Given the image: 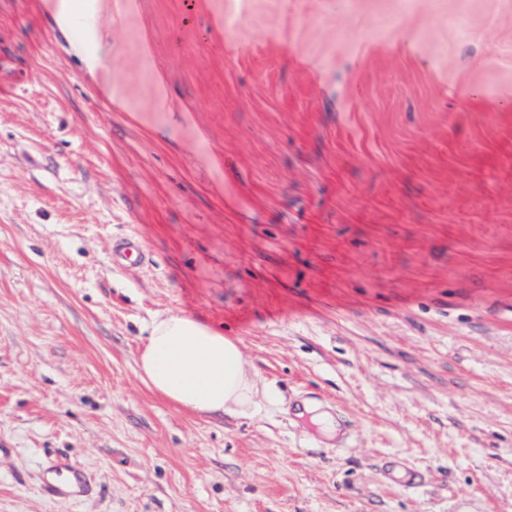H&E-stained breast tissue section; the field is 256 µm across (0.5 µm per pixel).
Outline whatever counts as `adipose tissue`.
<instances>
[{"label": "adipose tissue", "mask_w": 512, "mask_h": 512, "mask_svg": "<svg viewBox=\"0 0 512 512\" xmlns=\"http://www.w3.org/2000/svg\"><path fill=\"white\" fill-rule=\"evenodd\" d=\"M138 370L149 390L200 417L243 416L257 405V375L239 339L183 312L151 322Z\"/></svg>", "instance_id": "ef3b65f1"}]
</instances>
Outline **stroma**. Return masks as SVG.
I'll return each instance as SVG.
<instances>
[{"label": "stroma", "instance_id": "stroma-1", "mask_svg": "<svg viewBox=\"0 0 512 512\" xmlns=\"http://www.w3.org/2000/svg\"><path fill=\"white\" fill-rule=\"evenodd\" d=\"M136 4L0 0V512H512V0ZM168 312L273 400L151 392ZM102 0L87 1L81 12L74 14L67 6L65 0H43V7L52 11L61 25L70 27L77 21L86 34L93 36L99 25ZM48 471L51 479L43 485V493L51 500L84 496L91 492L85 473L63 454L50 461Z\"/></svg>", "mask_w": 512, "mask_h": 512}]
</instances>
